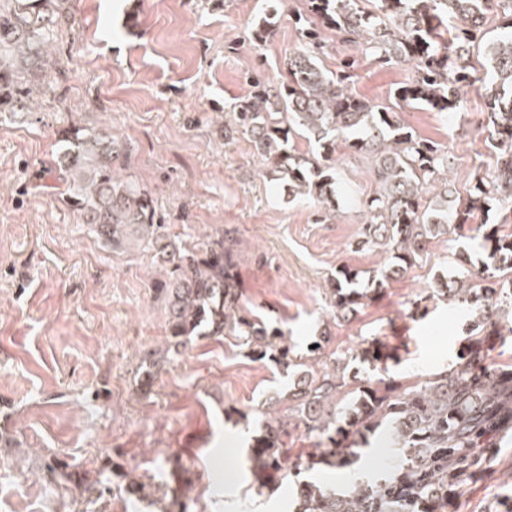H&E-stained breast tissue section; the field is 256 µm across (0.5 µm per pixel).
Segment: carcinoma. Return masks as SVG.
<instances>
[{
    "label": "carcinoma",
    "instance_id": "1",
    "mask_svg": "<svg viewBox=\"0 0 512 512\" xmlns=\"http://www.w3.org/2000/svg\"><path fill=\"white\" fill-rule=\"evenodd\" d=\"M298 23L302 47L289 57L287 75L273 81L246 73L254 93L227 106L234 121L224 138L243 135L254 147L270 180L294 199L313 201L322 213H336L342 185L336 163L338 140L370 160L377 194L364 202L367 221L360 244L385 250L392 259L381 270L387 281L422 257L429 240L474 224L498 210L512 217V0H304ZM63 0H6L0 5V109H31L30 96L45 85L52 42ZM496 13L503 32L487 42L493 77L470 73L472 51L486 36V14ZM273 11L254 24L251 40L265 43ZM361 48L373 60L410 65L414 75L394 90L405 105L427 104L458 112L464 90L473 87L486 104L488 146L496 170L488 180L470 179L466 195L448 189V153L401 124L390 106L352 93L349 76L328 74L319 64L324 31ZM305 136L315 151L299 154L291 145ZM128 147L106 129L71 125L61 130L56 169L65 184L64 204L82 223L92 224L106 246L131 239L159 252L167 271L160 290L168 302L169 347L174 353L193 338L231 336L255 360L290 372L284 394L258 404L252 488L262 495L285 478L296 485L293 512H447L451 498L474 481L490 446L512 430V363H486L485 331L512 317V232L482 224L479 247L486 261L438 290L470 307L468 344L449 368L404 386L388 376L391 356L372 345L358 358L371 375L354 381L345 394L336 371L316 373L298 361L284 332L246 308L237 287L230 240L181 248L160 233L151 194L118 174ZM335 317L357 313L375 288L362 287L360 274L340 269L333 280ZM304 425L315 447L301 448L294 468L286 438L292 423ZM386 438L399 449L396 463L380 478L349 491L302 474L342 470L356 464L370 440Z\"/></svg>",
    "mask_w": 512,
    "mask_h": 512
}]
</instances>
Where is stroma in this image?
I'll return each instance as SVG.
<instances>
[{"instance_id": "obj_1", "label": "stroma", "mask_w": 512, "mask_h": 512, "mask_svg": "<svg viewBox=\"0 0 512 512\" xmlns=\"http://www.w3.org/2000/svg\"><path fill=\"white\" fill-rule=\"evenodd\" d=\"M264 0H65L70 17L54 44L62 61L31 112H0V512H128L127 486H145L141 512H286L293 486L256 495L246 439L255 424L237 414L288 381L250 358L234 338H199L167 354L161 266L132 245L106 248L62 202L56 139L72 122L124 140L128 174L146 188L157 221L176 243L224 237L247 307L276 319L298 354L321 333L334 364L368 344L398 356L391 378L417 384L445 369L464 342L461 305L437 294L478 268L476 225L431 240L421 260L388 280L349 320H331L337 270L374 274L386 254L358 247L366 214L344 202L331 220L276 190L251 143L224 139V107L252 94L245 73L286 74L301 47L302 0H277L271 36L250 31ZM322 66L355 62L349 88L393 104L408 65L374 62L327 36ZM462 112L400 109L414 133L441 146L464 193L468 174H493L484 99L468 90ZM344 182L362 199L376 186L367 161L338 147ZM425 312L412 316L414 302ZM155 354L153 376L142 374ZM457 512H512V434L497 438L485 477Z\"/></svg>"}]
</instances>
